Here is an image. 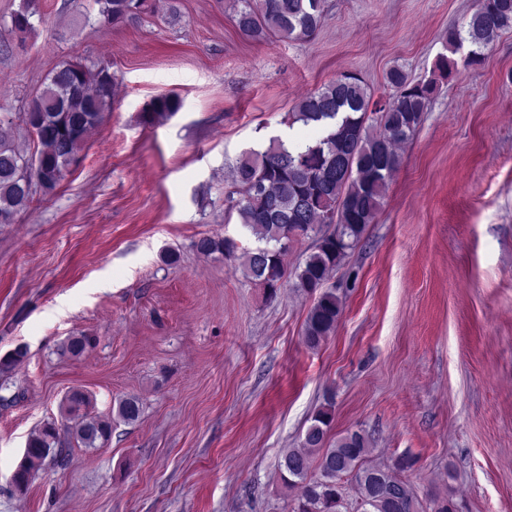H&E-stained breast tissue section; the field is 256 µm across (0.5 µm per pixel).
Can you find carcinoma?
<instances>
[{
    "mask_svg": "<svg viewBox=\"0 0 512 512\" xmlns=\"http://www.w3.org/2000/svg\"><path fill=\"white\" fill-rule=\"evenodd\" d=\"M103 23L116 24L151 9L149 0H95ZM234 20L239 32L254 40L306 42L315 36L325 16V0H234ZM38 15L34 0H23L11 17L8 34L20 42L35 30ZM512 31V0H474L472 12L459 28L448 30L446 48L457 53L469 45L464 67L482 65L498 37ZM458 74L457 62L442 55L429 79H414L395 66L387 73L391 93L373 99L369 87L354 73L336 79L302 97L288 113V127L318 125L315 144L293 147L282 137L267 146L242 153L234 169V189L228 193L241 224L257 245L236 255L230 238L205 236L195 242L202 254L235 257L245 276L271 290L285 276L283 256L295 238L334 230L318 239L315 251L293 272L296 287L318 294L309 309L304 341L316 350L332 335L343 307L330 290H323L330 273L363 238L380 209L392 173L401 165L395 144L409 141L423 122L438 88L439 79ZM114 75L105 66L89 68L63 60L35 92L20 116L32 137L40 169L29 174L33 189L21 187L22 166L29 154L7 133L0 132V217L13 219L28 209L35 192L55 193L64 171L81 149L85 133L97 126L110 109ZM178 99L160 96L150 111L172 115ZM92 345L88 336H72L60 346V355L78 356ZM26 356L17 348L0 359V374L9 373ZM89 398L74 391L66 398L64 418L71 423L72 438L86 449L109 440L112 419L87 411ZM141 414L137 397L119 402L117 416L135 421ZM331 407L313 417L301 449H289L280 467L288 487L297 491L291 512H346L343 482L353 483L355 512H425L407 475L410 463L391 465L368 462L371 439L361 431H348L332 440ZM60 428L46 423L28 439L25 457L12 475L20 495L27 493L35 467L62 456Z\"/></svg>",
    "mask_w": 512,
    "mask_h": 512,
    "instance_id": "1",
    "label": "carcinoma"
}]
</instances>
